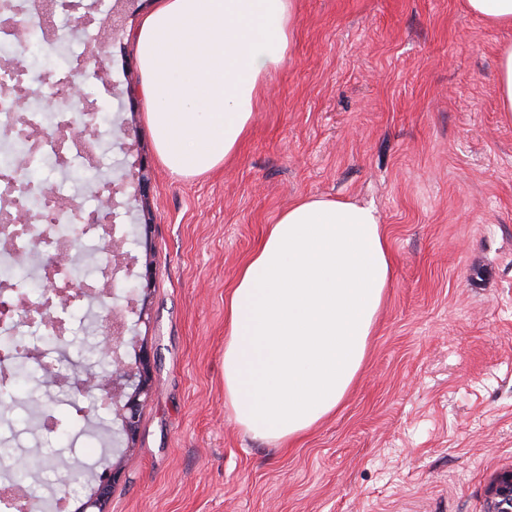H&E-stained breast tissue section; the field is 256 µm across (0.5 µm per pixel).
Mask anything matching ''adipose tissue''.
<instances>
[{
    "instance_id": "adipose-tissue-1",
    "label": "adipose tissue",
    "mask_w": 512,
    "mask_h": 512,
    "mask_svg": "<svg viewBox=\"0 0 512 512\" xmlns=\"http://www.w3.org/2000/svg\"><path fill=\"white\" fill-rule=\"evenodd\" d=\"M296 24V0H161L143 20L147 121L173 175L236 152ZM391 275L373 206L307 196L279 214L224 304V398L247 434L286 447L335 413Z\"/></svg>"
}]
</instances>
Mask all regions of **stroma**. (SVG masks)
Masks as SVG:
<instances>
[{
  "label": "stroma",
  "mask_w": 512,
  "mask_h": 512,
  "mask_svg": "<svg viewBox=\"0 0 512 512\" xmlns=\"http://www.w3.org/2000/svg\"><path fill=\"white\" fill-rule=\"evenodd\" d=\"M159 0H126L102 45L110 119L97 128L92 181L47 179L82 212L96 182L140 175L117 221L130 225L133 276L151 272L138 325L159 388L124 454L111 512H485L486 487L512 467V120L496 104V66L512 29L465 0H296L288 55L268 78L237 152L178 179L146 118L134 35ZM134 146L124 153L123 144ZM304 195L376 208L393 274L365 361L334 415L292 447L253 439L224 399V298L269 224ZM151 222L150 234L140 226ZM109 311L70 303L66 361L48 382L13 384L0 409L1 464L42 454L62 475L41 495L85 501L112 462L110 410L76 413L71 384ZM46 401L52 428H28L19 400Z\"/></svg>",
  "instance_id": "35a3bbf8"
}]
</instances>
